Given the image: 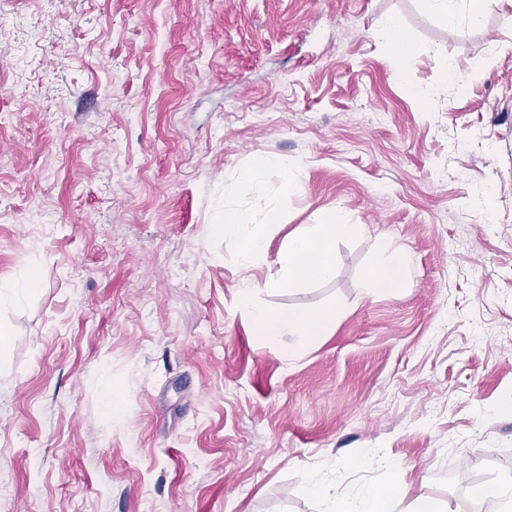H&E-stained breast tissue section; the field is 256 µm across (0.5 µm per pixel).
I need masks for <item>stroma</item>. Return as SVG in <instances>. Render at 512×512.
<instances>
[{
	"label": "stroma",
	"instance_id": "1",
	"mask_svg": "<svg viewBox=\"0 0 512 512\" xmlns=\"http://www.w3.org/2000/svg\"><path fill=\"white\" fill-rule=\"evenodd\" d=\"M469 8L0 0V284L38 278L0 306V512H318L315 475L332 512L400 482L470 512L512 477V0ZM260 156L296 190L235 181ZM228 204L277 213L260 264L216 232ZM339 211L334 277L270 287ZM400 248L404 287L367 293ZM246 281L336 320L286 361ZM375 37L392 46L401 56L409 57L412 54L413 49L409 39L393 21H387L375 33Z\"/></svg>",
	"mask_w": 512,
	"mask_h": 512
}]
</instances>
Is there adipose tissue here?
Returning <instances> with one entry per match:
<instances>
[{"label":"adipose tissue","instance_id":"ef3b65f1","mask_svg":"<svg viewBox=\"0 0 512 512\" xmlns=\"http://www.w3.org/2000/svg\"><path fill=\"white\" fill-rule=\"evenodd\" d=\"M217 232L237 243L234 258L245 268L259 263L266 253L263 226L255 224L251 214L243 209L228 206L216 224ZM354 225L345 221L344 214H334L331 222L313 224L288 239L286 248L277 259V273L273 280L276 287L291 288L297 285L330 280L335 267L328 248L338 235L354 232ZM413 268V257L405 250L380 257L367 277L372 291L400 287ZM259 285L246 283L240 289L239 301L249 316L254 334L260 342L268 343L282 336L297 339L296 347L286 349L284 357L293 360L298 350L313 344L325 335L335 320L331 311L313 312L298 308H269L259 303L256 296Z\"/></svg>","mask_w":512,"mask_h":512}]
</instances>
